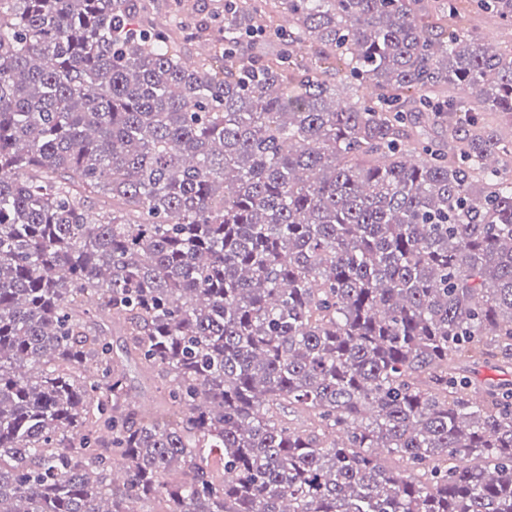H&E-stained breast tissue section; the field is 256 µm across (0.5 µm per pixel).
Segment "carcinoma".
Listing matches in <instances>:
<instances>
[{
    "mask_svg": "<svg viewBox=\"0 0 512 512\" xmlns=\"http://www.w3.org/2000/svg\"><path fill=\"white\" fill-rule=\"evenodd\" d=\"M440 2L224 0L189 66L193 15L0 0V512H512V382L458 366H512V47L465 25L512 0ZM127 378L130 394L137 396L141 404L151 410L159 407L167 384L162 375L148 377L131 363L127 367Z\"/></svg>",
    "mask_w": 512,
    "mask_h": 512,
    "instance_id": "carcinoma-1",
    "label": "carcinoma"
}]
</instances>
